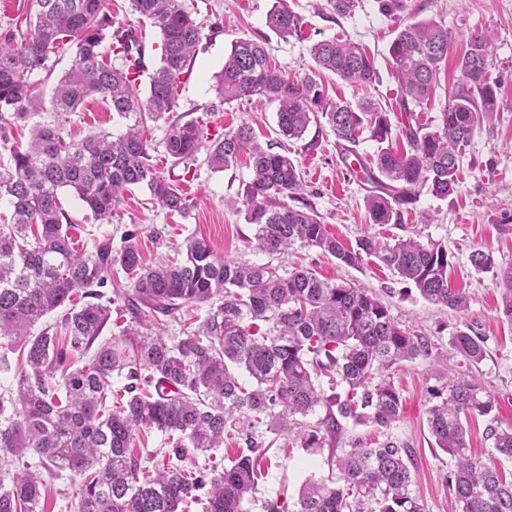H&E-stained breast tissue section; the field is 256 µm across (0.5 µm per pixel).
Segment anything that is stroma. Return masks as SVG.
I'll return each instance as SVG.
<instances>
[{"label": "stroma", "mask_w": 512, "mask_h": 512, "mask_svg": "<svg viewBox=\"0 0 512 512\" xmlns=\"http://www.w3.org/2000/svg\"><path fill=\"white\" fill-rule=\"evenodd\" d=\"M195 6L199 20L220 23L219 33L204 32L173 116L152 123L148 132L153 143L152 164L162 175L176 180L190 207L185 213L170 212L154 205L149 191L131 188L112 217L98 220L70 190L60 200L68 212L69 233L76 249L92 252L97 243L111 241L120 249L127 231H134V243L147 262L173 257L174 249L188 236L206 239L220 255L254 263L267 262L254 238L253 225L242 212L243 185L250 177L247 157L223 172L198 165L188 175L168 157L163 140L174 122L199 119L210 131L224 132L248 123L261 142L281 141L276 124L278 105L253 99L220 103L214 90L215 77L224 66L233 41L263 39L271 59L293 79L312 73L316 65L310 55L313 43L334 37L350 38L363 44L375 59L376 78L370 93L383 108L396 106L400 86L389 56V46L400 25L433 20L447 26L452 44L442 64L443 85L460 81L458 61L472 34L480 33L493 50L490 72L498 83L497 110L492 120L482 122L461 162L455 192L440 200L421 194L418 202L398 224L369 223L363 184L344 165L336 138L324 116H317L302 139L285 142L299 165L304 190L303 202L310 204L323 224L345 246H354L365 235L390 243L411 237L422 244L445 245L450 256L448 279L468 298L466 312L432 304L414 286L377 258L359 267L341 264L336 258L313 247L294 245L278 259L279 265L297 264L313 270L320 278L370 288L388 307L391 315L411 334L435 342L431 355L402 363L393 374L403 400L398 422L387 432L400 447L411 451L413 488L427 512H448V476L453 461L436 447L427 427V389L438 380L455 378L461 361L448 345L457 331L474 328L486 336V355L479 366L484 384L498 402L499 418L512 425V322L500 317V289L493 271L475 267L474 252L491 253L497 267L512 266V0H403V10L384 14L379 0H359L348 15L339 17L327 0H285L288 8L301 15L306 27L300 36L281 38L265 25V16L275 0H185ZM115 25L139 32L151 64L160 58V35L150 22L133 14L128 0H106ZM68 130L77 137L95 131L120 133L118 118L99 98L87 100L68 117ZM378 431L369 425L345 423L334 449L343 450L356 440H374ZM331 449V450H334ZM331 450L309 453L298 447H272L267 454L268 475L259 485L249 512H263L261 503L274 498L280 489L296 495L308 476L329 473Z\"/></svg>", "instance_id": "stroma-1"}]
</instances>
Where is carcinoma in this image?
<instances>
[{
	"instance_id": "obj_1",
	"label": "carcinoma",
	"mask_w": 512,
	"mask_h": 512,
	"mask_svg": "<svg viewBox=\"0 0 512 512\" xmlns=\"http://www.w3.org/2000/svg\"><path fill=\"white\" fill-rule=\"evenodd\" d=\"M130 10L151 21L160 34L159 66L142 92V45L131 28L114 26L105 0H35L25 19L27 34H0V121H26L44 110L36 70L50 71V54L73 47L70 66L51 96V111L74 112L99 95L125 120L118 135L106 131L75 140L62 122L37 125L27 145L9 149L0 166V198L11 214L0 225V366L10 369L7 351L19 346L16 394L0 396V455L18 461L34 455L49 473L84 478L73 512H182L186 499L203 492V512H248L266 477L259 464L278 438L286 436L316 452L336 440L342 421L389 429L399 420L402 398L391 372L432 353L428 339L403 328L369 288L321 279L308 269L280 270L218 255L202 238L184 241L182 260L145 264L131 242L112 251L99 245L91 255L76 253L70 219L59 192H75L98 219L112 215L133 186L148 189L156 203L181 212L186 200L177 184L151 164L146 121L177 107L195 59L204 23L182 0H128ZM265 24L276 35H296L302 19L275 0ZM451 35L434 21L402 26L389 47L401 89L399 107L407 122L398 132L388 112L370 96L356 104L331 99L314 77L292 80L273 67L265 43L234 42L216 76L223 103L265 99L278 103L277 127L301 139L321 113L336 137L341 160L354 159L369 185L363 202L370 224H396L422 193L451 195L460 161L481 119L496 111L497 83L489 70L491 45L471 35L459 61L461 82L448 93L437 127L412 123L413 108L440 87L441 63ZM321 71L356 86H370L374 59L348 39H325L311 47ZM122 61L112 64V57ZM377 149L369 161L358 154L363 132ZM407 149H394L395 137ZM174 164L188 172L206 150L213 172L229 170L241 153L252 174L243 187L244 219L254 225L258 248L271 257L295 243L314 247L340 263L358 267L376 256L427 301L457 312L468 299L448 282L449 255L439 243L414 238L382 245L363 236L346 247L299 200L298 165L275 145L259 143L243 123L215 140L198 120L171 126L163 142ZM129 276L127 288L112 287V267ZM499 312L512 321V266L499 270ZM131 315L132 326L108 340L100 337L112 304ZM188 304L207 314L193 333L178 341L163 336L160 318ZM65 308L60 322L33 328ZM486 337L460 331L448 345L465 370L428 390V426L442 451L454 460L448 490L455 512H512V482L496 467L475 458L464 422L489 418L486 432L495 451L512 459V426L501 427L496 401L472 371L485 355ZM242 368L254 386L239 382ZM121 378L122 401L106 411L112 378ZM345 388L328 394L319 378ZM317 417L314 422L308 421ZM273 435L258 446L259 428ZM154 429L166 437L162 458L152 469L134 448L135 432ZM245 437L248 453L219 468L209 456L224 445V433ZM410 451L387 438L330 455L340 477L331 486L310 476L289 501L287 489L263 503L265 512H426L412 490ZM46 484L24 464L9 487L0 486V512H44Z\"/></svg>"
}]
</instances>
